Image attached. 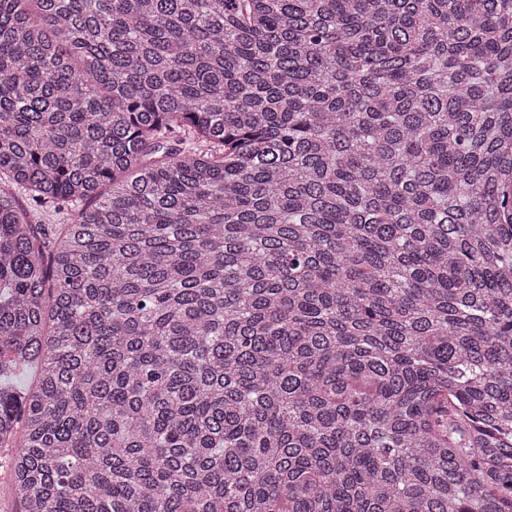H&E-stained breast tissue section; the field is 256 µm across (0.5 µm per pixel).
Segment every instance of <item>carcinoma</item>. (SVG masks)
Here are the masks:
<instances>
[{
	"instance_id": "cac0c4a2",
	"label": "carcinoma",
	"mask_w": 512,
	"mask_h": 512,
	"mask_svg": "<svg viewBox=\"0 0 512 512\" xmlns=\"http://www.w3.org/2000/svg\"><path fill=\"white\" fill-rule=\"evenodd\" d=\"M8 450L15 512H512V0H0Z\"/></svg>"
}]
</instances>
